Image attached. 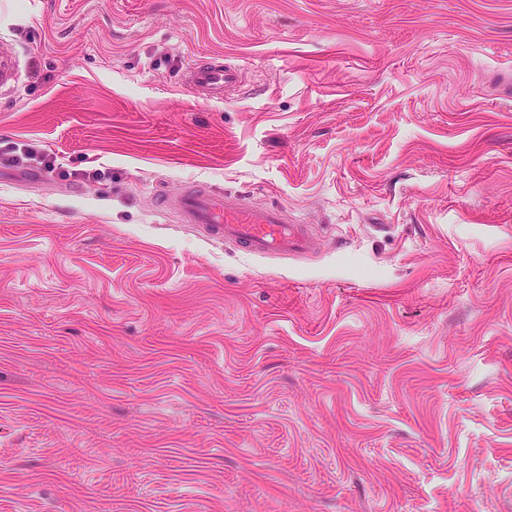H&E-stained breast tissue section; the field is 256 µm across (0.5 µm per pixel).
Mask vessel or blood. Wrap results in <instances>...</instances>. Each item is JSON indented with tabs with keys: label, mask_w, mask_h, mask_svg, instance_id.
<instances>
[{
	"label": "vessel or blood",
	"mask_w": 512,
	"mask_h": 512,
	"mask_svg": "<svg viewBox=\"0 0 512 512\" xmlns=\"http://www.w3.org/2000/svg\"><path fill=\"white\" fill-rule=\"evenodd\" d=\"M238 80V71L226 66L220 56L189 66L185 76L186 83L210 101L223 100L225 90ZM177 206L182 223L201 226L211 236L255 256L303 254L315 246L306 225L289 223L276 206H232L222 195L194 187L181 194Z\"/></svg>",
	"instance_id": "vessel-or-blood-1"
}]
</instances>
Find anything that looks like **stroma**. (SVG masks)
Returning <instances> with one entry per match:
<instances>
[{"label":"stroma","mask_w":512,"mask_h":512,"mask_svg":"<svg viewBox=\"0 0 512 512\" xmlns=\"http://www.w3.org/2000/svg\"><path fill=\"white\" fill-rule=\"evenodd\" d=\"M4 52L0 512H512V0H0ZM237 70L224 65V57L216 56L209 63L189 66L185 81L206 100L224 101V91L238 83ZM177 206L182 223L201 226L211 236L255 256L303 254L315 247L307 226L288 224L277 206H231L221 194L195 187L181 194Z\"/></svg>","instance_id":"1"}]
</instances>
